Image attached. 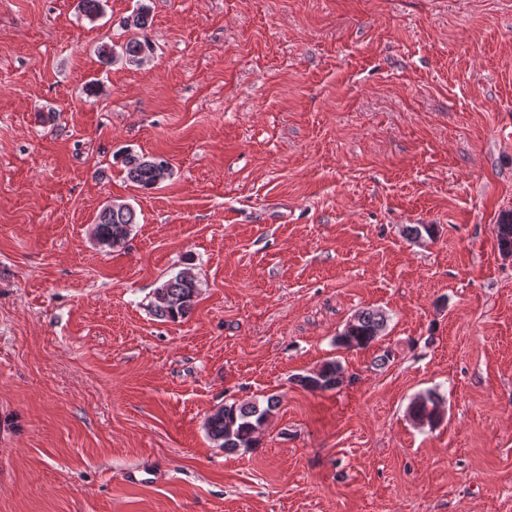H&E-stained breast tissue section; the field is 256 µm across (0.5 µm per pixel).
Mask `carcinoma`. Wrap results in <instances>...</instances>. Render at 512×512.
Instances as JSON below:
<instances>
[{
  "label": "carcinoma",
  "instance_id": "obj_1",
  "mask_svg": "<svg viewBox=\"0 0 512 512\" xmlns=\"http://www.w3.org/2000/svg\"><path fill=\"white\" fill-rule=\"evenodd\" d=\"M149 9L142 5L123 18V26L132 37L120 48L104 44L98 50L100 62L115 64L120 60L137 63L152 53L153 46L145 31L150 27ZM126 177L143 189H152L172 175L166 159L160 155L129 153L123 160ZM137 224L136 212L127 203L103 207L94 225L93 236L104 250L122 247ZM501 250L512 254V213L504 216L496 225ZM200 294L198 280L190 267H186L154 290L152 307L154 314L169 321L186 318ZM387 319L379 311L365 310L355 315L344 330L336 336V345L349 349H363L379 336L386 327ZM301 385L312 391H330L342 382V367L332 360L318 370L300 377ZM279 404L273 395L263 401L246 404H224L216 408L206 419L204 428L215 447L229 451L255 448L258 434ZM443 397L432 389L413 398L409 405L410 417L419 424L436 426L442 420Z\"/></svg>",
  "mask_w": 512,
  "mask_h": 512
}]
</instances>
